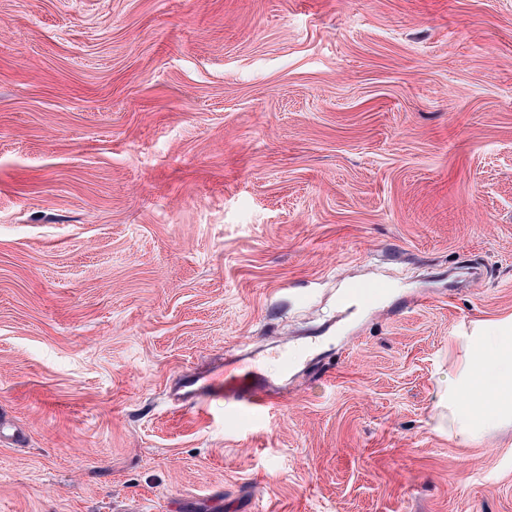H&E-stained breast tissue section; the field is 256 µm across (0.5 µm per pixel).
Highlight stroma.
Segmentation results:
<instances>
[{
    "label": "stroma",
    "mask_w": 512,
    "mask_h": 512,
    "mask_svg": "<svg viewBox=\"0 0 512 512\" xmlns=\"http://www.w3.org/2000/svg\"><path fill=\"white\" fill-rule=\"evenodd\" d=\"M509 316L512 0H0V512H512L432 421ZM386 290L383 283L351 282L346 288V300L357 307L371 308L381 299ZM227 410L238 417L247 415L258 419L273 407V395L268 380L260 373L252 372L250 379L240 383L238 388H226Z\"/></svg>",
    "instance_id": "stroma-1"
}]
</instances>
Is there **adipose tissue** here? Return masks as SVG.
Masks as SVG:
<instances>
[{
	"label": "adipose tissue",
	"instance_id": "1",
	"mask_svg": "<svg viewBox=\"0 0 512 512\" xmlns=\"http://www.w3.org/2000/svg\"><path fill=\"white\" fill-rule=\"evenodd\" d=\"M438 407L437 430L465 444L512 426V318L466 337Z\"/></svg>",
	"mask_w": 512,
	"mask_h": 512
}]
</instances>
